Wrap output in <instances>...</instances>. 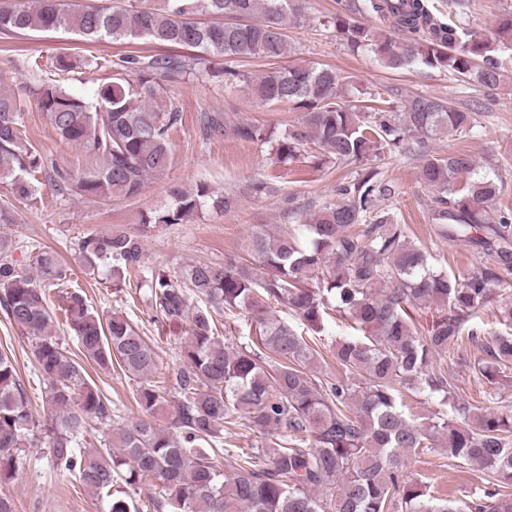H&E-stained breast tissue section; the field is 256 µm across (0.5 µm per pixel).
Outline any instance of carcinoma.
<instances>
[{
    "mask_svg": "<svg viewBox=\"0 0 512 512\" xmlns=\"http://www.w3.org/2000/svg\"><path fill=\"white\" fill-rule=\"evenodd\" d=\"M305 0H0V34L72 29L94 40H147L167 48L198 49L185 58L161 53L127 55L91 65L116 69L96 89V104L59 84L33 89L54 132L97 161L80 173L36 149L22 118L25 99L0 93V184L17 201H37L42 182L59 196L103 200L134 197L149 176L170 161V131L181 112L162 101L169 83L202 71L206 55L233 62H274L288 53L285 26L303 15ZM356 11L374 13L412 36L407 46L381 38L363 24L336 16L333 24L354 50L373 53L399 69L420 62L453 79L488 89L500 85L498 45L512 46V13L498 19L494 39L453 24H438L424 0H361ZM267 103H287L299 121L274 140L286 163L315 145L328 158L373 161L337 185L338 199L309 224L296 223L272 237L252 233L242 255L222 263H191L170 274L146 268L141 239L126 231L88 234L75 248L90 276L119 291L141 271L157 319L188 323L177 397L152 383L158 369L151 343L126 317L88 305L85 291L67 288V269L50 247H40L34 269L17 266L0 239V309L32 341L52 412L34 416L10 356L0 352V487L16 475L21 453L45 443L54 465L73 475L108 512H137L129 491L145 479L153 512H512V414L455 395V378L434 364L446 356L471 370L495 396L512 367V300L498 308L508 331L482 343L484 358L470 362L460 348L484 335L474 322L512 274V207L500 203L499 175L469 154H421V179L441 192L432 209L437 235L466 243L486 257L477 271L438 272L409 240L393 208L395 185L376 162L400 155L413 135L448 130L470 135L481 114L431 96L380 106L361 119L360 107L342 102L336 71L300 65L271 68L254 85ZM206 139L231 135L267 141L261 128L233 126L222 112L199 118ZM230 194L201 182L171 190L170 201L147 214L145 224H181L205 209L225 210ZM66 289L64 323L80 344L73 353L56 334L48 290ZM200 299L194 307L190 296ZM284 304L315 333L335 312L353 319L359 336L336 342L341 372L315 375L319 346L269 313ZM434 305L438 317L420 332L409 310ZM251 314L254 335L237 346L220 339L215 317ZM116 368L141 379L134 394L141 415L112 428L100 447L81 451L85 424L112 421L110 400L90 381L85 365ZM447 401L450 413L418 423L406 410L401 388ZM245 427L259 446L222 468L217 439ZM444 449L458 465L483 471L482 486L461 495H435L409 475L407 459Z\"/></svg>",
    "mask_w": 512,
    "mask_h": 512,
    "instance_id": "carcinoma-1",
    "label": "carcinoma"
}]
</instances>
